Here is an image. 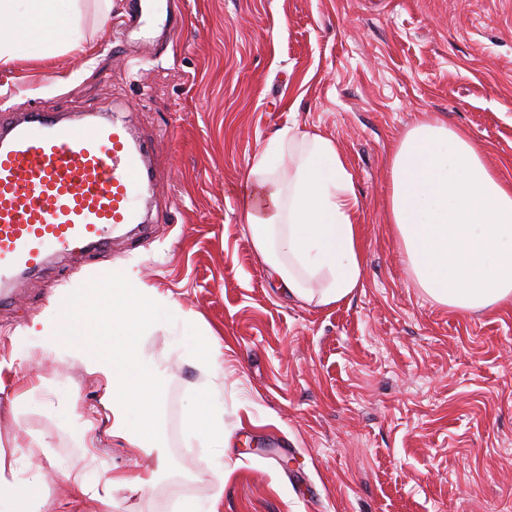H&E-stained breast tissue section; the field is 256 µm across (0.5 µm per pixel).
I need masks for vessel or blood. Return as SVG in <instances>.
Here are the masks:
<instances>
[{
	"label": "vessel or blood",
	"instance_id": "b4317fda",
	"mask_svg": "<svg viewBox=\"0 0 512 512\" xmlns=\"http://www.w3.org/2000/svg\"><path fill=\"white\" fill-rule=\"evenodd\" d=\"M149 154L105 112L73 122L32 111L0 129V300L50 251H84L139 224Z\"/></svg>",
	"mask_w": 512,
	"mask_h": 512
}]
</instances>
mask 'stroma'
Here are the masks:
<instances>
[{
  "label": "stroma",
  "instance_id": "obj_1",
  "mask_svg": "<svg viewBox=\"0 0 512 512\" xmlns=\"http://www.w3.org/2000/svg\"><path fill=\"white\" fill-rule=\"evenodd\" d=\"M84 0L81 59L56 41L0 60V114L72 119L102 109L151 148L137 236L51 253L0 302V453L45 466L52 512L71 502L60 470L88 481L142 457L113 438L106 381L70 355L44 358L36 320L130 268L166 300L140 337L161 369L152 420L169 467L114 512L210 501L211 448L188 441L198 386L224 402L230 475L218 512H512V306L460 314L416 288L386 217L388 156L421 115L465 131L512 180V0ZM340 144L359 199L363 286L320 306L274 288L242 224L250 161L278 130ZM217 333L207 374L186 327Z\"/></svg>",
  "mask_w": 512,
  "mask_h": 512
}]
</instances>
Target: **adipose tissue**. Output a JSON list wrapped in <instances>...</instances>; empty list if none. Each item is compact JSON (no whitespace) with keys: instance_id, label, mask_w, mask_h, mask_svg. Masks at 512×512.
<instances>
[{"instance_id":"ef3b65f1","label":"adipose tissue","mask_w":512,"mask_h":512,"mask_svg":"<svg viewBox=\"0 0 512 512\" xmlns=\"http://www.w3.org/2000/svg\"><path fill=\"white\" fill-rule=\"evenodd\" d=\"M65 23L58 0H0V59L20 43L63 39L83 52L80 0ZM387 217L394 224L413 280L435 303L468 314L512 303V182L462 131L422 117L389 157ZM254 184L245 222L255 250L289 298L333 306L362 286L359 201L347 159L335 139L287 127L256 153L247 173ZM160 300L131 272L94 285L56 309L39 331L46 356L71 353L104 376L112 435L146 457L132 472L102 475L99 512H112L109 489L152 487L167 458L149 416L159 373L138 339L157 321ZM187 433L221 448L229 434L208 392L185 419ZM41 494L37 465L18 473L0 456V506L31 512Z\"/></svg>"}]
</instances>
